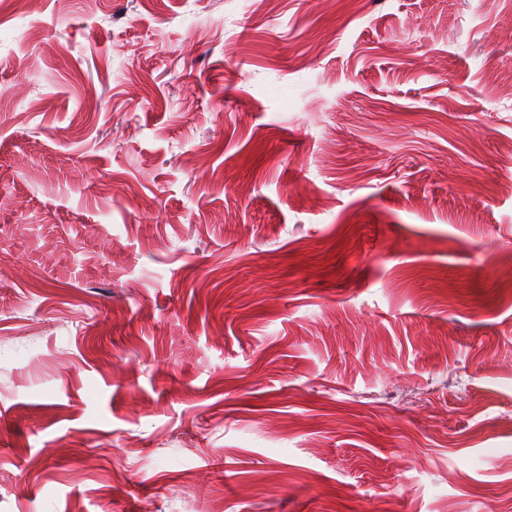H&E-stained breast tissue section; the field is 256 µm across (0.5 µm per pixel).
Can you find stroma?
I'll use <instances>...</instances> for the list:
<instances>
[{"mask_svg":"<svg viewBox=\"0 0 512 512\" xmlns=\"http://www.w3.org/2000/svg\"><path fill=\"white\" fill-rule=\"evenodd\" d=\"M507 14L0 0V512H512Z\"/></svg>","mask_w":512,"mask_h":512,"instance_id":"35a3bbf8","label":"stroma"}]
</instances>
